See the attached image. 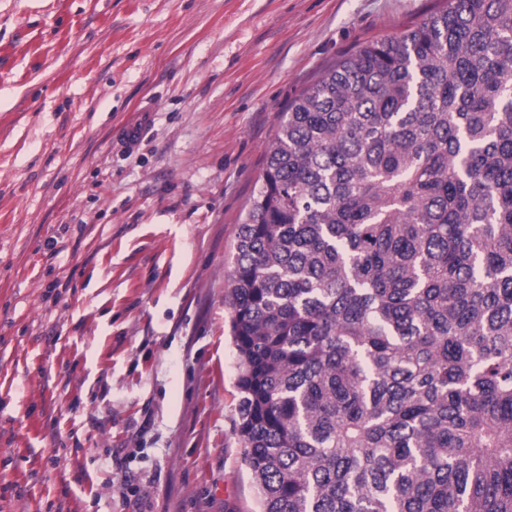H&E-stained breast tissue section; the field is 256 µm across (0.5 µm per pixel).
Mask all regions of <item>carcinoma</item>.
<instances>
[{"label": "carcinoma", "instance_id": "obj_1", "mask_svg": "<svg viewBox=\"0 0 512 512\" xmlns=\"http://www.w3.org/2000/svg\"><path fill=\"white\" fill-rule=\"evenodd\" d=\"M231 270L260 512H512V0H439L279 113Z\"/></svg>", "mask_w": 512, "mask_h": 512}]
</instances>
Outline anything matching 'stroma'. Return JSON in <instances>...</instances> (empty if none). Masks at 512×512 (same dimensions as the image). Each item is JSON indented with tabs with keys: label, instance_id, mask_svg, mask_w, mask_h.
I'll return each instance as SVG.
<instances>
[{
	"label": "stroma",
	"instance_id": "stroma-1",
	"mask_svg": "<svg viewBox=\"0 0 512 512\" xmlns=\"http://www.w3.org/2000/svg\"><path fill=\"white\" fill-rule=\"evenodd\" d=\"M434 7L0 0V512H257L236 227L288 102ZM152 114L153 108L148 104L138 111L137 118L134 121L128 123L121 129L119 133L120 141L126 147L135 146L142 138L145 130L150 124Z\"/></svg>",
	"mask_w": 512,
	"mask_h": 512
}]
</instances>
